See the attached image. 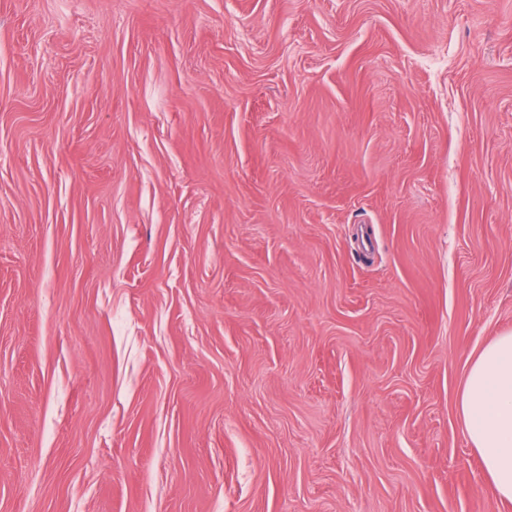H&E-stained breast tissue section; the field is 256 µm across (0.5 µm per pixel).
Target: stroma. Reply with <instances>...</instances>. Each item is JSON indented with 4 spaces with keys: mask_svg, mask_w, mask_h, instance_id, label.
<instances>
[{
    "mask_svg": "<svg viewBox=\"0 0 512 512\" xmlns=\"http://www.w3.org/2000/svg\"><path fill=\"white\" fill-rule=\"evenodd\" d=\"M512 0H0V512H512ZM457 415L498 499L512 502V333L495 337L467 362Z\"/></svg>",
    "mask_w": 512,
    "mask_h": 512,
    "instance_id": "obj_1",
    "label": "stroma"
}]
</instances>
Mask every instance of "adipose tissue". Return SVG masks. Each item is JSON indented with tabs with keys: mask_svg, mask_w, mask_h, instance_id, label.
<instances>
[{
	"mask_svg": "<svg viewBox=\"0 0 512 512\" xmlns=\"http://www.w3.org/2000/svg\"><path fill=\"white\" fill-rule=\"evenodd\" d=\"M457 415L498 499L512 502V333L495 337L467 362Z\"/></svg>",
	"mask_w": 512,
	"mask_h": 512,
	"instance_id": "1",
	"label": "adipose tissue"
}]
</instances>
